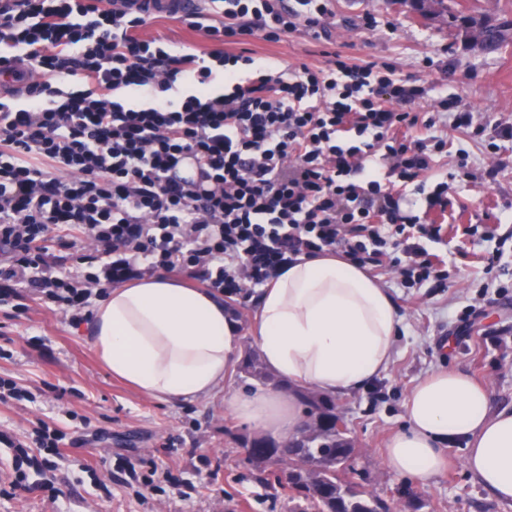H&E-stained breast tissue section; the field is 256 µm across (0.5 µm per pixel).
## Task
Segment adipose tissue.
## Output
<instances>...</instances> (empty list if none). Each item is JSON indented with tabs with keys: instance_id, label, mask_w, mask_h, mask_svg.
Returning <instances> with one entry per match:
<instances>
[{
	"instance_id": "obj_1",
	"label": "adipose tissue",
	"mask_w": 512,
	"mask_h": 512,
	"mask_svg": "<svg viewBox=\"0 0 512 512\" xmlns=\"http://www.w3.org/2000/svg\"><path fill=\"white\" fill-rule=\"evenodd\" d=\"M257 318L266 366L291 387L335 399L388 370L400 328L387 289L331 254L298 256L260 289ZM89 331L112 376L167 402L202 400L223 388L240 344L220 295L164 275L113 286L93 308ZM229 405L283 440L303 424L293 399L269 390L231 397ZM457 439L466 444L467 471L493 498L512 502V408L492 409L488 390L455 369L434 370L410 392L384 463L423 484L443 470Z\"/></svg>"
}]
</instances>
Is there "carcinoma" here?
Returning a JSON list of instances; mask_svg holds the SVG:
<instances>
[{
  "label": "carcinoma",
  "mask_w": 512,
  "mask_h": 512,
  "mask_svg": "<svg viewBox=\"0 0 512 512\" xmlns=\"http://www.w3.org/2000/svg\"><path fill=\"white\" fill-rule=\"evenodd\" d=\"M451 18L458 34L469 44L478 25L491 32V51L512 43V19L476 10L459 11ZM242 372L258 382L269 380L254 354L245 360ZM296 396L310 409L311 423L282 444L262 447L264 438L252 439L245 445L251 463L270 475L274 466L288 469V501L293 503V512H393L387 501L353 480L355 448L348 428L337 426L340 416L336 414L335 399L300 389Z\"/></svg>",
  "instance_id": "1"
}]
</instances>
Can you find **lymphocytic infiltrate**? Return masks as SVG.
I'll return each instance as SVG.
<instances>
[{
  "label": "lymphocytic infiltrate",
  "instance_id": "lymphocytic-infiltrate-1",
  "mask_svg": "<svg viewBox=\"0 0 512 512\" xmlns=\"http://www.w3.org/2000/svg\"><path fill=\"white\" fill-rule=\"evenodd\" d=\"M207 2L179 21L209 49L174 53L143 37L153 14L137 0H0V301L27 286L79 308L147 268L244 299L298 256L339 247L407 288L438 276L420 241L441 225L402 212L404 187L448 147L417 135L437 123L407 111L420 89L337 52L322 67L233 53L300 25L327 34L328 0ZM70 77L84 90L53 84ZM129 89L149 106L115 100ZM71 230L92 247L62 275L46 243L57 231L68 247Z\"/></svg>",
  "mask_w": 512,
  "mask_h": 512
}]
</instances>
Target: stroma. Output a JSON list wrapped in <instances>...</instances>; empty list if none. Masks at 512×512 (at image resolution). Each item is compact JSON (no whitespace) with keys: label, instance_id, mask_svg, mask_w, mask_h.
Segmentation results:
<instances>
[{"label":"stroma","instance_id":"35a3bbf8","mask_svg":"<svg viewBox=\"0 0 512 512\" xmlns=\"http://www.w3.org/2000/svg\"><path fill=\"white\" fill-rule=\"evenodd\" d=\"M330 9L328 38L300 29L277 43L249 40L247 49L259 64L322 67L335 51L357 64L388 63L423 90L411 111L434 113L454 97L481 130L474 137L438 122L434 133L447 136L448 150L406 190L419 202L438 181L449 182L448 231L423 243L443 259L446 277L412 288L393 269L377 277L402 322L387 372L337 402L356 448L354 467L395 512H512V502L491 498L465 469L463 442L449 443L447 469L424 485L389 471L382 455L404 423L406 397L437 368L467 372L487 386L492 407L512 406V138L498 135L512 126V44L482 54L447 16L424 18L396 0H331ZM367 14L377 19L374 30L361 26ZM493 137L499 148L491 154L485 142ZM491 167L498 174L488 184L483 173ZM91 313L28 297L0 308V377L33 395L0 404V434L27 442L43 420L67 445L53 472L57 499L33 471L32 490L0 495V512H290L285 491L262 482L247 460L244 445L258 430L229 407L231 396L257 389V381L233 365L223 390L208 399L146 397L112 377L91 349ZM85 463L93 473L82 471Z\"/></svg>","mask_w":512,"mask_h":512}]
</instances>
